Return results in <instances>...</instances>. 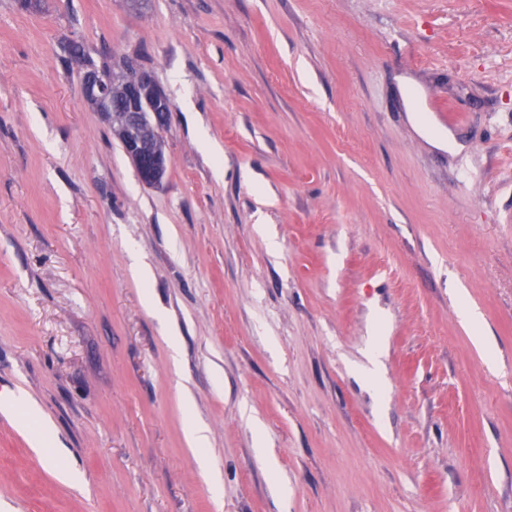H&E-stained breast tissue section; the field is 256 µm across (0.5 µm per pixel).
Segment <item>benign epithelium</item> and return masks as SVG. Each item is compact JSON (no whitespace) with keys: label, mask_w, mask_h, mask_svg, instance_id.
I'll list each match as a JSON object with an SVG mask.
<instances>
[{"label":"benign epithelium","mask_w":512,"mask_h":512,"mask_svg":"<svg viewBox=\"0 0 512 512\" xmlns=\"http://www.w3.org/2000/svg\"><path fill=\"white\" fill-rule=\"evenodd\" d=\"M83 89L87 102L107 120H112L116 111L122 113V150L144 185L161 186L167 172L162 131L168 125L173 106L152 75L134 62L120 72L90 69L84 73ZM147 125L155 132L151 141L142 136Z\"/></svg>","instance_id":"1"}]
</instances>
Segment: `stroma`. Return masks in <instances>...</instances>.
<instances>
[{
    "label": "stroma",
    "mask_w": 512,
    "mask_h": 512,
    "mask_svg": "<svg viewBox=\"0 0 512 512\" xmlns=\"http://www.w3.org/2000/svg\"><path fill=\"white\" fill-rule=\"evenodd\" d=\"M73 43L172 102L161 187ZM19 392L55 460L0 412V512H512V0H0Z\"/></svg>",
    "instance_id": "1"
}]
</instances>
